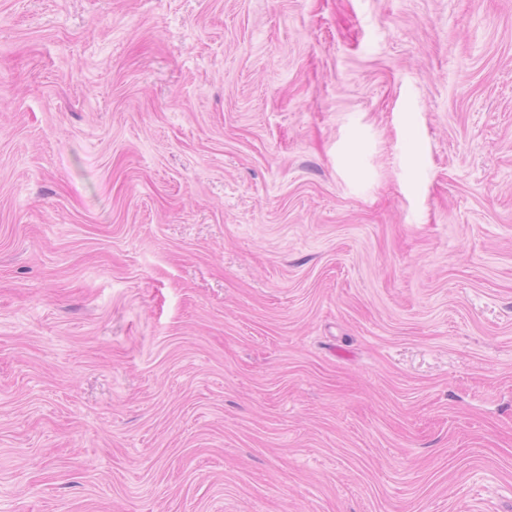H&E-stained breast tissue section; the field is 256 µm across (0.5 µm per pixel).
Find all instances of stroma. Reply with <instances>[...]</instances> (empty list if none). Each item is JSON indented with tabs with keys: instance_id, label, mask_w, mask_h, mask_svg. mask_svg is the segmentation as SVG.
Instances as JSON below:
<instances>
[{
	"instance_id": "35a3bbf8",
	"label": "stroma",
	"mask_w": 512,
	"mask_h": 512,
	"mask_svg": "<svg viewBox=\"0 0 512 512\" xmlns=\"http://www.w3.org/2000/svg\"><path fill=\"white\" fill-rule=\"evenodd\" d=\"M0 512H512V0H0Z\"/></svg>"
}]
</instances>
